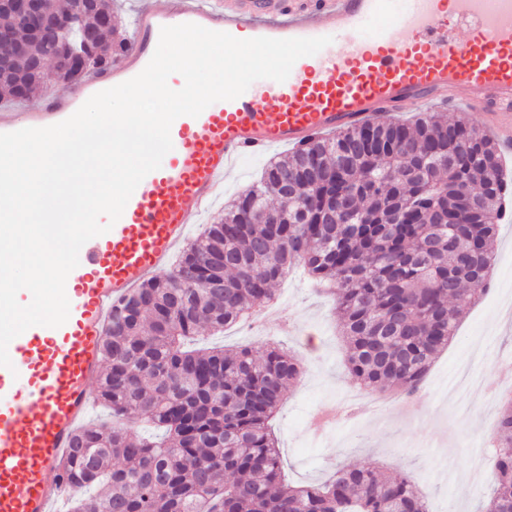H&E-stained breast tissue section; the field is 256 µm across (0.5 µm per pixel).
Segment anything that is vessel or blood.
Listing matches in <instances>:
<instances>
[{"label":"vessel or blood","mask_w":512,"mask_h":512,"mask_svg":"<svg viewBox=\"0 0 512 512\" xmlns=\"http://www.w3.org/2000/svg\"><path fill=\"white\" fill-rule=\"evenodd\" d=\"M193 23L238 39L331 37L284 82L255 81L170 128L173 148L140 182L112 228L87 241L69 276L67 321L33 326L0 367V512H61L74 495L62 461L85 425L115 309L159 277L236 173L276 147L301 149L337 130L416 105L465 104L512 154V0H153L132 44L75 90L0 108V133L46 127L85 98L137 76L165 26Z\"/></svg>","instance_id":"b4317fda"}]
</instances>
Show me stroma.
<instances>
[{
    "mask_svg": "<svg viewBox=\"0 0 512 512\" xmlns=\"http://www.w3.org/2000/svg\"><path fill=\"white\" fill-rule=\"evenodd\" d=\"M490 281L432 363L422 405L369 393L352 381L334 301L299 270L279 282L276 302L257 308L254 322L221 336L200 329L198 342L260 352L275 342L299 356L301 378L272 421L286 482L318 484L337 466L371 464L393 476L410 475L429 512H478L492 467L478 470L474 462L491 439L499 406L479 391L452 397L448 386L469 364L501 389L512 388V315L506 313L512 305V219L498 226Z\"/></svg>",
    "mask_w": 512,
    "mask_h": 512,
    "instance_id": "stroma-1",
    "label": "stroma"
}]
</instances>
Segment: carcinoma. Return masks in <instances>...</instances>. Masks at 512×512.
Wrapping results in <instances>:
<instances>
[{
	"label": "carcinoma",
	"instance_id": "carcinoma-1",
	"mask_svg": "<svg viewBox=\"0 0 512 512\" xmlns=\"http://www.w3.org/2000/svg\"><path fill=\"white\" fill-rule=\"evenodd\" d=\"M70 18L44 41L0 2V94L17 101L61 79L112 65L124 42L100 19L110 0H44ZM501 154L467 113L378 122L269 163L224 216L182 249L175 269L143 284L112 315L95 399L112 420L81 427L64 463L71 512H427L408 477L340 466L327 481L283 482L269 421L299 358L278 346L190 348L197 329L222 333L275 298L301 265L336 295L347 368L371 392L422 388L460 314L486 291L503 218ZM350 194L346 217L333 196ZM135 417L153 438L132 436ZM483 512H512V399L501 404Z\"/></svg>",
	"mask_w": 512,
	"mask_h": 512
}]
</instances>
